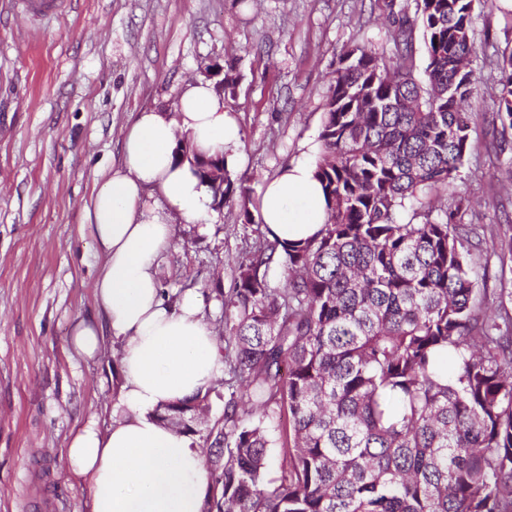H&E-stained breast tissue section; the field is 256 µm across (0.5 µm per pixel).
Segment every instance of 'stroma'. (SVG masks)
I'll return each mask as SVG.
<instances>
[{
  "label": "stroma",
  "mask_w": 512,
  "mask_h": 512,
  "mask_svg": "<svg viewBox=\"0 0 512 512\" xmlns=\"http://www.w3.org/2000/svg\"><path fill=\"white\" fill-rule=\"evenodd\" d=\"M62 0L24 15L0 0V512H86L88 487L67 467L71 437L112 423L117 345L79 355L71 330L101 312L104 257L85 206L120 160V131L145 108L173 111L184 82L231 62L226 97L247 161L232 178H266L317 142L343 46L391 51L376 0ZM479 56L512 48V13L476 17ZM454 192L468 222H512V129L484 118ZM249 247L239 209L213 206L207 229L175 227L161 267L169 298L195 288L224 333V290Z\"/></svg>",
  "instance_id": "1"
}]
</instances>
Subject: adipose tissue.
<instances>
[{"instance_id":"ef3b65f1","label":"adipose tissue","mask_w":512,"mask_h":512,"mask_svg":"<svg viewBox=\"0 0 512 512\" xmlns=\"http://www.w3.org/2000/svg\"><path fill=\"white\" fill-rule=\"evenodd\" d=\"M182 139L199 153L223 155L228 167L243 160L238 123L209 80L181 88L174 116L137 113L122 131L119 165L86 209L105 256L94 284L103 319L78 321L72 343L89 357L105 336L121 344L110 428L86 425L67 451L72 473L89 488L88 512H204V459L158 416L167 404L204 395L223 366L196 294L168 306L157 276L174 221H210L209 187L175 153ZM315 157L299 154L261 187L259 214L280 240L309 238L328 219Z\"/></svg>"}]
</instances>
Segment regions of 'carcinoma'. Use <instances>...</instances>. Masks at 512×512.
<instances>
[{"label": "carcinoma", "mask_w": 512, "mask_h": 512, "mask_svg": "<svg viewBox=\"0 0 512 512\" xmlns=\"http://www.w3.org/2000/svg\"><path fill=\"white\" fill-rule=\"evenodd\" d=\"M497 2L416 0L411 15L383 0L394 57L340 50L316 166L329 218L314 237L269 238L251 188L224 170V204L258 242L224 291V426L206 436L220 449L206 512H512V290L488 287L476 255L488 238L512 258V225L467 224L460 199L426 202L470 152L483 112L471 103L473 25ZM488 64L495 118L512 128V51ZM177 154L205 183L207 165H223L185 140ZM209 406L207 393L159 417L193 437Z\"/></svg>", "instance_id": "obj_1"}]
</instances>
